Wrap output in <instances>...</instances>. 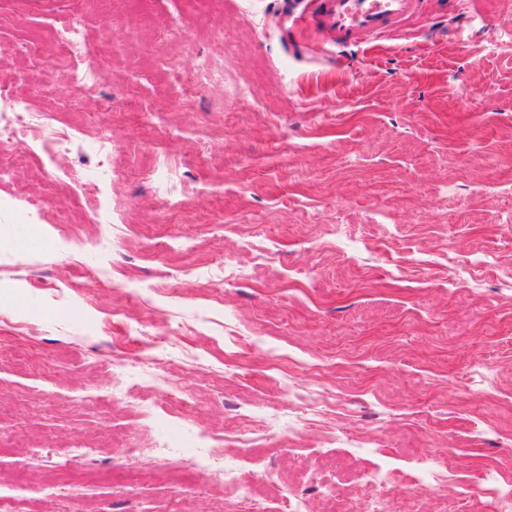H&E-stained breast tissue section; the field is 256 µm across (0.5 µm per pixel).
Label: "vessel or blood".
<instances>
[{"instance_id":"b4317fda","label":"vessel or blood","mask_w":512,"mask_h":512,"mask_svg":"<svg viewBox=\"0 0 512 512\" xmlns=\"http://www.w3.org/2000/svg\"><path fill=\"white\" fill-rule=\"evenodd\" d=\"M420 0H318L314 19L340 41L386 32L418 11Z\"/></svg>"}]
</instances>
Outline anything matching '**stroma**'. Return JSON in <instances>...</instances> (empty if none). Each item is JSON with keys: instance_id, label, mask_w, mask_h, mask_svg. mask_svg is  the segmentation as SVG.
<instances>
[{"instance_id": "obj_1", "label": "stroma", "mask_w": 512, "mask_h": 512, "mask_svg": "<svg viewBox=\"0 0 512 512\" xmlns=\"http://www.w3.org/2000/svg\"><path fill=\"white\" fill-rule=\"evenodd\" d=\"M311 10L0 0V87L76 135L43 165L0 148V434L23 441L0 483L27 512H221L218 488L184 481L192 423L259 435L227 445L240 477L272 473L265 499L310 512L301 478L334 463L428 461L460 488L417 482L392 512H484L467 486L512 480V0H424L340 43ZM63 16L100 64L96 96L49 50ZM203 65L180 103L169 72ZM26 73L49 94L28 97ZM105 129L123 161L93 214L69 175ZM142 358L152 377L119 373ZM122 448L131 490L106 479ZM70 469L64 502L41 494Z\"/></svg>"}]
</instances>
